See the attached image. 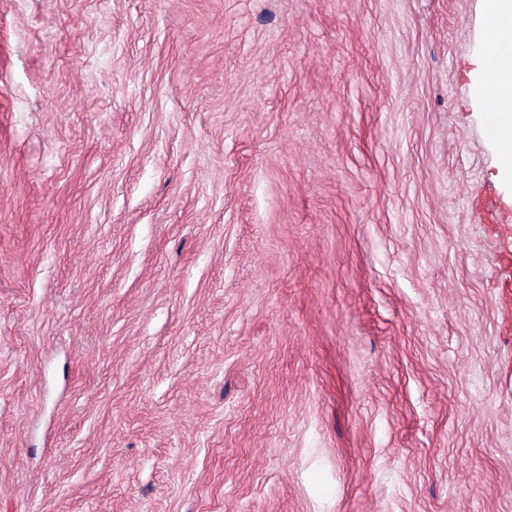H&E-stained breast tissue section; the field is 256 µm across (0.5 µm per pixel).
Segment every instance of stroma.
<instances>
[{"label":"stroma","mask_w":512,"mask_h":512,"mask_svg":"<svg viewBox=\"0 0 512 512\" xmlns=\"http://www.w3.org/2000/svg\"><path fill=\"white\" fill-rule=\"evenodd\" d=\"M487 28L0 0V512H512Z\"/></svg>","instance_id":"1"}]
</instances>
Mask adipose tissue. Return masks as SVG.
Returning a JSON list of instances; mask_svg holds the SVG:
<instances>
[{
	"label": "adipose tissue",
	"mask_w": 512,
	"mask_h": 512,
	"mask_svg": "<svg viewBox=\"0 0 512 512\" xmlns=\"http://www.w3.org/2000/svg\"><path fill=\"white\" fill-rule=\"evenodd\" d=\"M488 17L487 54L495 64L486 79L493 87L492 102L502 132L499 141L500 171L512 178V54L503 48L512 43V0H485Z\"/></svg>",
	"instance_id": "adipose-tissue-1"
}]
</instances>
